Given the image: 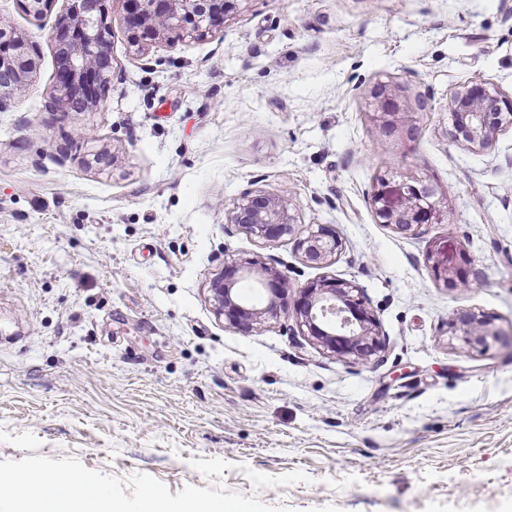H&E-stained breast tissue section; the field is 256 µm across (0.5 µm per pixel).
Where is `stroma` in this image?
I'll use <instances>...</instances> for the list:
<instances>
[{
	"label": "stroma",
	"mask_w": 512,
	"mask_h": 512,
	"mask_svg": "<svg viewBox=\"0 0 512 512\" xmlns=\"http://www.w3.org/2000/svg\"><path fill=\"white\" fill-rule=\"evenodd\" d=\"M0 0V25L39 48L37 75L0 112V461L77 458L170 494L207 487L191 460L286 512H512V129L471 152L448 100L512 95V0H242L223 30L146 49L109 0L116 74L86 112H51L49 35ZM427 96L400 144L366 112L375 83ZM434 182L449 223H377L381 176ZM287 196L293 235L225 223L244 192ZM343 241L327 269L297 237ZM473 259L470 287L433 265ZM290 286L330 274L362 288L386 337L367 364L336 358L283 316L247 335L208 292L225 264ZM493 316L489 350L449 336L454 311ZM308 483L255 488L243 467ZM470 264V255L465 250H461L459 261L454 266L441 268L438 265H433L432 268L436 278L442 281L446 288H467L471 285L466 276L467 266Z\"/></svg>",
	"instance_id": "35a3bbf8"
}]
</instances>
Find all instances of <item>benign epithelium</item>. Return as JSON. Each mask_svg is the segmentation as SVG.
<instances>
[{
  "instance_id": "obj_1",
  "label": "benign epithelium",
  "mask_w": 512,
  "mask_h": 512,
  "mask_svg": "<svg viewBox=\"0 0 512 512\" xmlns=\"http://www.w3.org/2000/svg\"><path fill=\"white\" fill-rule=\"evenodd\" d=\"M108 0H72L50 35L57 59V77L49 92L47 108L53 112L86 111L95 106L114 77ZM125 22L131 39L148 46L178 30L198 36L224 27L241 0H124ZM39 54L33 42L0 26V111L7 108L13 91L28 85L37 74ZM367 117L384 137L407 143L416 140V113L424 112L428 99L410 101L405 88L390 81L378 82L369 91ZM451 137L468 151H483L499 132L512 127V97L491 91L482 84L467 86L449 101ZM371 201L380 224L404 235H413L425 224L448 222V199L429 179L408 174L396 182L376 180ZM225 223L235 224L260 239L272 241L291 234L295 216L290 201L255 190L244 193L224 211ZM342 248V239L321 224L297 241L302 260L325 268ZM470 255L462 250L452 267L433 266L436 278L448 289L468 288L466 272ZM251 283L265 297L261 307L242 294L240 286ZM210 292L218 315L234 328L252 333L258 325L294 310L299 325L319 346L339 358L365 364L385 349L376 317L366 306L359 288L350 282L323 275L299 290L289 305L287 277L274 267L256 268L245 260L227 265L211 282ZM448 335L479 351L489 350L499 331L490 315L462 310L448 319Z\"/></svg>"
}]
</instances>
